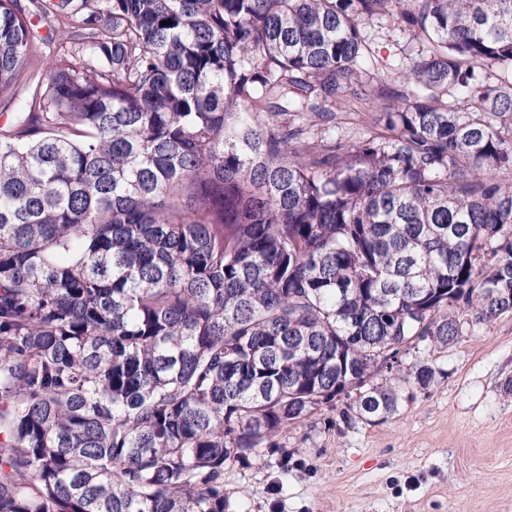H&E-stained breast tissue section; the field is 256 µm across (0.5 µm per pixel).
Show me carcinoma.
<instances>
[{"instance_id": "obj_1", "label": "carcinoma", "mask_w": 512, "mask_h": 512, "mask_svg": "<svg viewBox=\"0 0 512 512\" xmlns=\"http://www.w3.org/2000/svg\"><path fill=\"white\" fill-rule=\"evenodd\" d=\"M30 3L0 0V97L29 91L0 126V512H227L226 464L434 381L375 354L512 312V0ZM382 15L419 43L398 71ZM367 33L370 47L380 61L387 60V63L394 65L405 64L406 54L413 42L410 43V35L401 25L397 28L390 19L384 17L368 27Z\"/></svg>"}]
</instances>
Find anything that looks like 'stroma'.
<instances>
[{
	"label": "stroma",
	"mask_w": 512,
	"mask_h": 512,
	"mask_svg": "<svg viewBox=\"0 0 512 512\" xmlns=\"http://www.w3.org/2000/svg\"><path fill=\"white\" fill-rule=\"evenodd\" d=\"M379 60L406 62L410 35L368 27ZM450 347L403 353L436 378L405 390L378 425H344L330 408L283 435L288 469L259 451L224 469L228 512H512V312L472 323Z\"/></svg>",
	"instance_id": "35a3bbf8"
}]
</instances>
